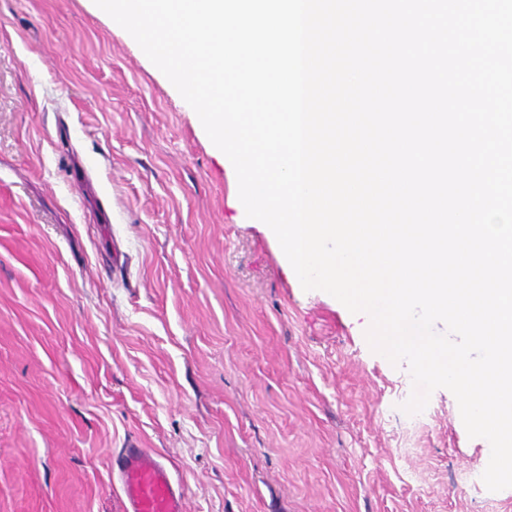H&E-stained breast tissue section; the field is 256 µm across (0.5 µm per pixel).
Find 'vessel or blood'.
Instances as JSON below:
<instances>
[{
	"mask_svg": "<svg viewBox=\"0 0 512 512\" xmlns=\"http://www.w3.org/2000/svg\"><path fill=\"white\" fill-rule=\"evenodd\" d=\"M116 465L125 512H186L183 493L154 453L145 448H126Z\"/></svg>",
	"mask_w": 512,
	"mask_h": 512,
	"instance_id": "obj_1",
	"label": "vessel or blood"
}]
</instances>
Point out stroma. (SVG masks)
Segmentation results:
<instances>
[{"label": "stroma", "mask_w": 512, "mask_h": 512, "mask_svg": "<svg viewBox=\"0 0 512 512\" xmlns=\"http://www.w3.org/2000/svg\"><path fill=\"white\" fill-rule=\"evenodd\" d=\"M304 290L228 162L93 0H0V512H512L454 395ZM126 512H186L169 469L146 448H125L116 461Z\"/></svg>", "instance_id": "35a3bbf8"}]
</instances>
